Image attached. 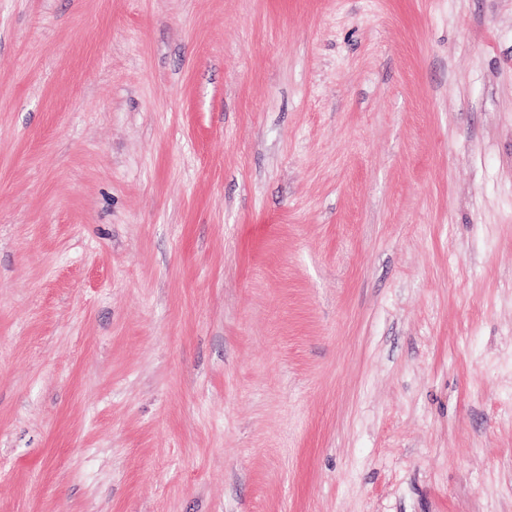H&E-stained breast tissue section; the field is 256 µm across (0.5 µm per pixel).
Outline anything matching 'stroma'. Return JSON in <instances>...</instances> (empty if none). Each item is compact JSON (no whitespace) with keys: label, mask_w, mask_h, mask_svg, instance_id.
Segmentation results:
<instances>
[{"label":"stroma","mask_w":512,"mask_h":512,"mask_svg":"<svg viewBox=\"0 0 512 512\" xmlns=\"http://www.w3.org/2000/svg\"><path fill=\"white\" fill-rule=\"evenodd\" d=\"M0 512H512V0H0Z\"/></svg>","instance_id":"35a3bbf8"}]
</instances>
